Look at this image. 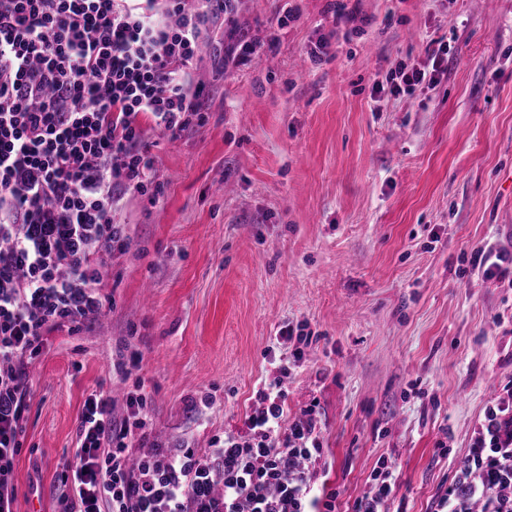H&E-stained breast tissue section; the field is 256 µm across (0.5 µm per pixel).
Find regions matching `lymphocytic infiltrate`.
I'll list each match as a JSON object with an SVG mask.
<instances>
[{"mask_svg": "<svg viewBox=\"0 0 512 512\" xmlns=\"http://www.w3.org/2000/svg\"><path fill=\"white\" fill-rule=\"evenodd\" d=\"M238 0H0V512H13L14 460L26 409V366L52 329L101 312L103 272L130 243L117 221L128 197L158 199L147 128L169 140L204 120L194 70ZM445 47L391 72V95L433 84ZM245 436L214 449L133 457L149 425L142 396L116 418L93 391L66 476L71 512H336L317 486V422H285L279 383L258 390ZM512 483V410L489 409L456 489L436 512H512L494 491ZM395 478L382 462L352 512H388ZM219 498L208 495L211 485Z\"/></svg>", "mask_w": 512, "mask_h": 512, "instance_id": "lymphocytic-infiltrate-1", "label": "lymphocytic infiltrate"}]
</instances>
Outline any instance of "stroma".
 I'll return each mask as SVG.
<instances>
[{
    "label": "stroma",
    "instance_id": "stroma-1",
    "mask_svg": "<svg viewBox=\"0 0 512 512\" xmlns=\"http://www.w3.org/2000/svg\"><path fill=\"white\" fill-rule=\"evenodd\" d=\"M344 2L337 26L333 0H239L196 71L204 123L148 131L163 194L123 202L113 303L27 366L14 512H68L98 388L120 417L140 394L150 440L200 453L280 378L289 418L317 412L316 478L342 512L386 458L391 512H434L489 407L512 403V285L469 264L512 245V0ZM241 39L262 44L244 65L226 52ZM433 40L449 50L433 86L376 92Z\"/></svg>",
    "mask_w": 512,
    "mask_h": 512
}]
</instances>
